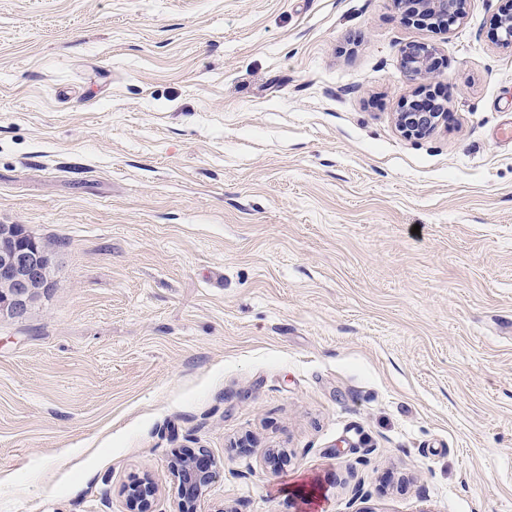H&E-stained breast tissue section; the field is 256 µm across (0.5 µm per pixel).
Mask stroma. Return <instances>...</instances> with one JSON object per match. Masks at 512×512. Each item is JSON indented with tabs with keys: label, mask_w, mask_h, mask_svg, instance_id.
I'll list each match as a JSON object with an SVG mask.
<instances>
[{
	"label": "stroma",
	"mask_w": 512,
	"mask_h": 512,
	"mask_svg": "<svg viewBox=\"0 0 512 512\" xmlns=\"http://www.w3.org/2000/svg\"><path fill=\"white\" fill-rule=\"evenodd\" d=\"M511 12L0 0V224L58 244L0 321V512H176L198 448L199 512H512ZM470 0H397L405 9L409 20L413 18L421 23H441L450 27L463 18ZM434 48L425 43L409 44L400 50L402 67L413 76L430 74L434 67ZM435 105H438L437 112H426L416 106L415 100L408 102L396 115V123L400 131L409 138H421L434 131L442 123L448 125V121L451 119L450 112H443L444 104L443 107L438 103H434ZM178 496L177 512H197V503L214 481L217 464L206 449L175 453L169 461ZM129 512H155L153 504L157 488L148 476L138 477L124 488Z\"/></svg>",
	"instance_id": "obj_1"
}]
</instances>
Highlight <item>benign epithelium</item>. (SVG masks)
<instances>
[{"label": "benign epithelium", "mask_w": 512, "mask_h": 512, "mask_svg": "<svg viewBox=\"0 0 512 512\" xmlns=\"http://www.w3.org/2000/svg\"><path fill=\"white\" fill-rule=\"evenodd\" d=\"M470 0H397L406 9L407 18L421 23L451 26L463 18ZM434 48L425 44H409L400 49L402 67L414 76L429 74L434 67ZM451 115L437 107L427 112L408 102L396 115L400 131L409 138H421L441 124H448ZM55 287L52 256L34 239H26L14 224H0V319L22 321L42 295ZM169 467L178 496L177 512H197V503L214 481L217 464L209 452L172 455ZM129 512H155L153 504L157 488L147 476L138 477L124 488Z\"/></svg>", "instance_id": "1"}]
</instances>
